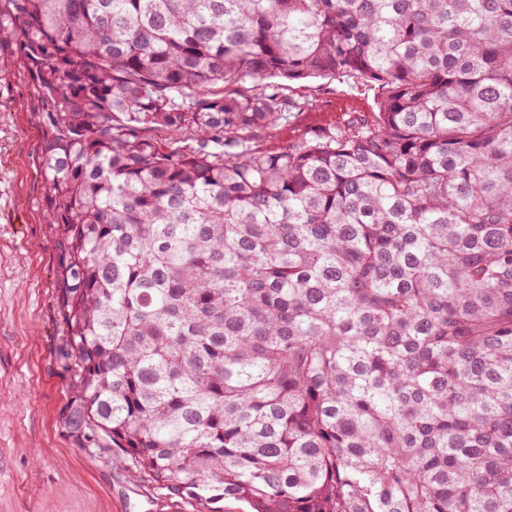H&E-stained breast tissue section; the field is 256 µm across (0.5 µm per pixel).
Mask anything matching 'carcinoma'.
I'll list each match as a JSON object with an SVG mask.
<instances>
[{"mask_svg": "<svg viewBox=\"0 0 512 512\" xmlns=\"http://www.w3.org/2000/svg\"><path fill=\"white\" fill-rule=\"evenodd\" d=\"M0 39L71 433L203 504L512 512V0H0ZM326 76L377 112L251 145Z\"/></svg>", "mask_w": 512, "mask_h": 512, "instance_id": "1", "label": "carcinoma"}]
</instances>
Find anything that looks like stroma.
<instances>
[{
  "instance_id": "35a3bbf8",
  "label": "stroma",
  "mask_w": 512,
  "mask_h": 512,
  "mask_svg": "<svg viewBox=\"0 0 512 512\" xmlns=\"http://www.w3.org/2000/svg\"><path fill=\"white\" fill-rule=\"evenodd\" d=\"M308 102L254 142L287 148L305 132L371 118L375 89L329 77L284 81ZM46 101L18 64L16 40L0 43V512H252L248 501L207 508L133 476L105 435L87 444L64 424L74 375L56 359L58 238L45 222L39 158Z\"/></svg>"
}]
</instances>
